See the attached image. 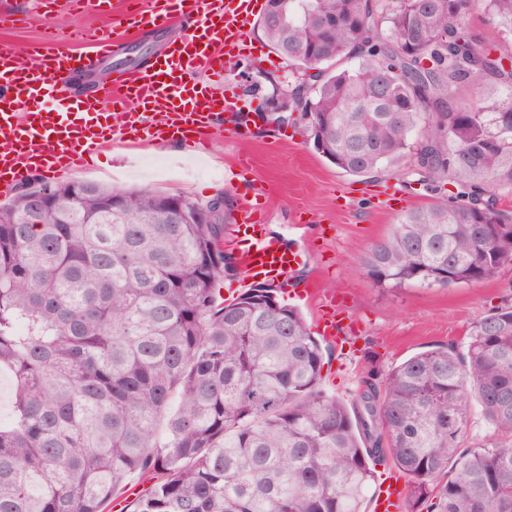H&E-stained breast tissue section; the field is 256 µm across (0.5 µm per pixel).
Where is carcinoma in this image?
Returning <instances> with one entry per match:
<instances>
[{
    "label": "carcinoma",
    "mask_w": 512,
    "mask_h": 512,
    "mask_svg": "<svg viewBox=\"0 0 512 512\" xmlns=\"http://www.w3.org/2000/svg\"><path fill=\"white\" fill-rule=\"evenodd\" d=\"M512 41V0H481ZM476 0H267L258 27L305 75L288 95L342 171L406 153L441 199L405 213L364 259L383 288L451 287L512 267V56L482 46ZM346 63L336 68L338 63ZM470 84L507 97L466 101ZM150 188L25 185L0 205V512H362L370 458L409 477L406 507L512 512V307L465 351L435 348L363 380L349 410L323 350L279 290L229 302L224 207ZM488 444L459 452L473 409ZM148 486L149 484L143 483L141 480L134 477L116 493L113 499H116V506L111 510V506H113V504H111L109 507V510L111 511L108 512H121L122 507V512H130L136 498L142 494Z\"/></svg>",
    "instance_id": "obj_1"
}]
</instances>
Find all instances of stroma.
Masks as SVG:
<instances>
[{
  "label": "stroma",
  "instance_id": "obj_1",
  "mask_svg": "<svg viewBox=\"0 0 512 512\" xmlns=\"http://www.w3.org/2000/svg\"><path fill=\"white\" fill-rule=\"evenodd\" d=\"M0 48L22 50L29 43L73 44L76 31L103 26L98 10L72 11L65 0H0ZM184 23L161 29L128 30L114 45L109 68H145L172 42ZM250 53L224 65V95L236 99L242 114L270 109L272 87L257 83L258 71L287 76L282 58L255 24L247 26ZM253 158V175L270 186L265 227L270 238L306 256L294 277L317 283L324 292L344 295L361 333L354 349L323 343L322 386L354 404L370 372H388L402 359L435 347L460 346L470 325L495 308L512 306V268L497 276L450 288H380L367 275L366 253L385 237L405 211L432 204L438 191L409 182L413 163L404 156L377 173L356 177L318 154L302 126L277 128L248 123L241 136L215 134L209 146L188 148L165 141L148 148L101 150L78 172L79 180L108 186L149 187L207 201L229 190L225 176L239 156ZM316 217L297 221L298 209Z\"/></svg>",
  "mask_w": 512,
  "mask_h": 512
}]
</instances>
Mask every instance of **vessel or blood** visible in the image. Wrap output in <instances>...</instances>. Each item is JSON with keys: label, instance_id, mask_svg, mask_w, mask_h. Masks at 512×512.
I'll return each instance as SVG.
<instances>
[{"label": "vessel or blood", "instance_id": "b4317fda", "mask_svg": "<svg viewBox=\"0 0 512 512\" xmlns=\"http://www.w3.org/2000/svg\"><path fill=\"white\" fill-rule=\"evenodd\" d=\"M130 3L108 26L81 31L78 45L35 43L22 53L0 50V188L10 189L36 173L78 172L97 151L118 143L149 145L166 137L195 148L221 129L237 135V128L224 125L236 101L225 98L222 87L199 84L194 73L207 69L222 76L225 60L243 54L245 27L257 0ZM174 20H193L197 27L151 68L113 72L104 96L74 92L71 76L99 68L128 30ZM250 171L242 166L229 179L236 193L233 222L246 243L241 261L247 278L266 280L312 304L322 336L332 343L342 340L352 328L351 318L319 289L294 280L303 256L268 237L260 216L268 190ZM405 500V485L390 482L374 490L370 510L402 512Z\"/></svg>", "mask_w": 512, "mask_h": 512}]
</instances>
